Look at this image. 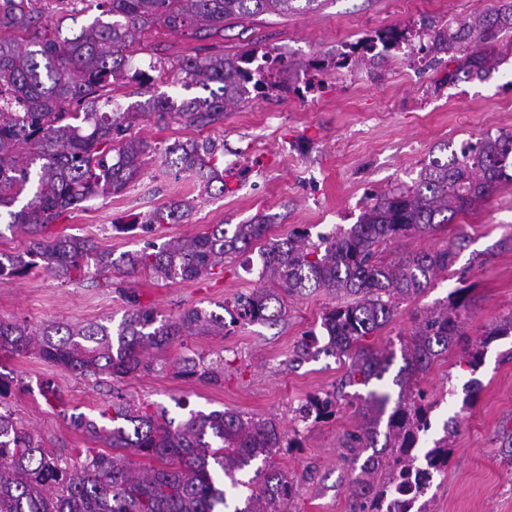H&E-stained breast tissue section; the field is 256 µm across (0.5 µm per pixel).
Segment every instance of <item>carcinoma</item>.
I'll return each instance as SVG.
<instances>
[{
	"label": "carcinoma",
	"mask_w": 512,
	"mask_h": 512,
	"mask_svg": "<svg viewBox=\"0 0 512 512\" xmlns=\"http://www.w3.org/2000/svg\"><path fill=\"white\" fill-rule=\"evenodd\" d=\"M112 17H100L63 33L62 22L44 20L46 12H73L75 2ZM295 0H0V216L7 229L27 230L31 240L21 253L0 260V277H22L41 268L64 280L90 266L98 273L151 274L157 279L193 280L224 264V256L262 239L265 218L250 224L216 225L212 230L169 240L157 247L119 255L99 250L88 237H48L45 228L63 210L96 197L124 191L141 173L150 146L124 136L139 111L122 108L112 96L115 87L135 80L149 91L150 77L130 73L127 50L136 32L155 24L172 29L195 27L211 38L224 23L262 13L287 14ZM512 32V0L477 15L460 18L448 32L433 35L430 49L448 51V82L484 79L499 64L496 44ZM257 50L234 55L210 54L181 65L183 86L210 90V96L183 103L181 117L206 126L224 119V109L250 89L265 84L264 73L249 64ZM219 84L218 90L210 85ZM430 158L413 188L380 195L358 222L334 236L313 242L307 231L295 230L273 239L260 252V278L270 286L237 297L238 320L268 321L282 311L283 298L323 289L342 302L328 311L321 333L309 331L297 343L295 362L319 355L351 359L342 386L381 381L395 360L394 352L360 345L365 336L389 323L399 302L423 295L438 274L455 264L462 240L439 249L404 253L385 262L380 247L404 237L429 234L459 213L485 199L501 183H512V133L488 135ZM215 146L208 141L175 142L164 159L195 171L205 188L220 183ZM28 200L12 207L19 197ZM188 204L163 205L146 217L141 229L182 219ZM468 288L449 292L446 303L423 317L401 346L403 365L393 383L400 387L391 411L390 394L377 390L361 399V425L345 436V457L360 464L351 496L358 512H380L385 492L415 467L420 433L429 429L432 404L417 388L423 373L450 347H459L466 364L476 369L485 348L512 333V317L491 323L480 340L462 330L458 311L467 306ZM131 306L117 330L89 323L49 324L37 331L0 319V352L34 354L43 361L80 375L124 378L138 370L145 350L161 348L183 334L222 335L224 316L189 310L177 320H158L153 309L127 294ZM185 371L202 380L218 379V370L202 360H184ZM8 391L0 389V512H226L228 496L248 490L243 506L233 512H290L295 484L273 463L285 440L271 418L224 410L189 411L180 423L163 411L134 408L117 397L99 416L112 422L100 426L85 414L72 424L104 438L108 454L88 448L81 464L43 446L13 417L6 406ZM339 393L313 395L299 408L303 422L331 418L340 406ZM386 431H380L382 416ZM456 423L444 427L424 458L443 472L448 466V439ZM159 462L140 475L124 452Z\"/></svg>",
	"instance_id": "carcinoma-1"
}]
</instances>
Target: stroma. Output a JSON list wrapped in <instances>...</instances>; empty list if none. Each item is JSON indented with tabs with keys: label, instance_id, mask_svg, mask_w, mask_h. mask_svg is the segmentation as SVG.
<instances>
[{
	"label": "stroma",
	"instance_id": "obj_1",
	"mask_svg": "<svg viewBox=\"0 0 512 512\" xmlns=\"http://www.w3.org/2000/svg\"><path fill=\"white\" fill-rule=\"evenodd\" d=\"M494 0H297L288 15L264 13L229 22L220 36L201 40L192 29L156 24L134 42L132 66L147 69L161 60L152 95L168 97L172 113L138 116L130 136L164 150L176 142L213 143L224 170V194L201 192L195 175L151 158L142 174L120 194L100 197L60 212L48 235L92 238L119 254L173 237L212 230L217 224H247L268 216V238L307 228L311 237L349 229L375 194L410 188L421 167L441 147L512 132V34L497 49L503 62L487 78L449 83L448 56L423 52L433 31L458 17L481 13ZM386 29L405 34L401 48L382 63L354 65L343 56L352 46ZM273 51L284 62L276 87L251 92L224 113L223 121L196 127L178 115L184 100L201 96L177 78L184 58L205 51L234 54ZM188 202L180 223L152 232L130 229L156 207ZM460 236L464 247L448 272L418 298L401 302L393 319L368 336L365 347L399 350L419 318L458 286L469 290L463 330L479 338L489 324L512 315V184L500 186L473 210L458 215L432 236L413 235L388 243L384 260L405 252L441 247ZM260 244L226 256L216 274L190 281H163L141 273L113 275L112 286L94 283L93 273L61 281L41 270L0 279V318L36 330L44 324L98 322L117 327L139 296L159 319H176L192 308L218 311L241 294L260 288ZM336 297L319 290L291 297L281 315L267 322L240 321L224 336H183L146 352L142 367L119 380H95L28 356H0V374L13 381L8 401L21 421L46 446L68 458L104 448L102 438L75 428L72 415L97 419L115 395L135 405L166 409L182 421L189 411L233 410L275 420L301 445L280 449L276 465L297 486L291 512H355L349 495L355 476L341 440L360 424L356 407L345 405L330 420L295 422V410L310 396L333 391L345 377L349 358L319 356L292 362L305 332L319 330ZM203 357L219 378L183 374L182 360ZM477 379L476 402L466 384ZM431 403L430 429L420 448L449 438L448 467L424 496L427 512H512V335L493 341L482 364L464 362L459 348L440 355L421 375Z\"/></svg>",
	"mask_w": 512,
	"mask_h": 512
}]
</instances>
